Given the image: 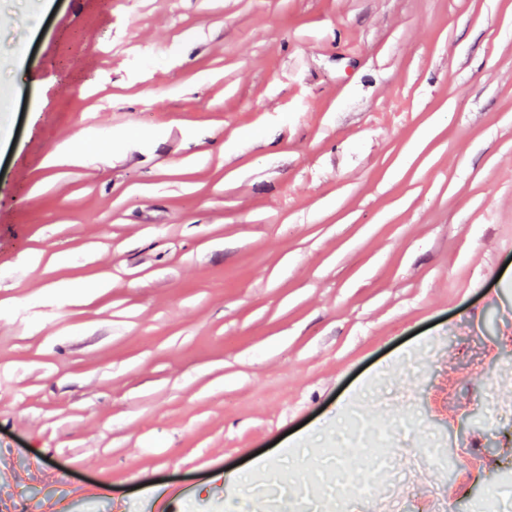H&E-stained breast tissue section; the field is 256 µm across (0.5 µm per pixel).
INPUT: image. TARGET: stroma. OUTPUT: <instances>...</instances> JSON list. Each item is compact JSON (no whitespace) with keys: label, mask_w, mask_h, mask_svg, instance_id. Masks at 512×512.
<instances>
[{"label":"stroma","mask_w":512,"mask_h":512,"mask_svg":"<svg viewBox=\"0 0 512 512\" xmlns=\"http://www.w3.org/2000/svg\"><path fill=\"white\" fill-rule=\"evenodd\" d=\"M509 401L512 0H0V512L512 508ZM413 478L411 475H408L404 481V485L399 492H395V490L390 489H382L378 491H373L371 488L366 487L364 485H358L356 483L353 484H343L339 485L338 490V498L345 499L347 504L351 506L354 504H360L365 501L372 500L374 498H380L387 501L395 500L397 504H400L402 497L404 496V490L413 487Z\"/></svg>","instance_id":"1"}]
</instances>
